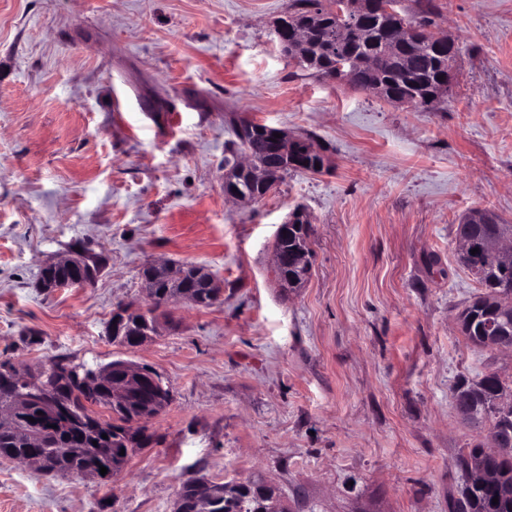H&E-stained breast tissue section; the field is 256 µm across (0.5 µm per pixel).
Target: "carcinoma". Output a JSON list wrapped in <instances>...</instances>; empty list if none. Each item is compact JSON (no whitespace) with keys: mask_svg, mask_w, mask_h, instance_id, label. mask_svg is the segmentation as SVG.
<instances>
[{"mask_svg":"<svg viewBox=\"0 0 512 512\" xmlns=\"http://www.w3.org/2000/svg\"><path fill=\"white\" fill-rule=\"evenodd\" d=\"M338 0H291L288 15L277 21L275 33L282 52L295 59L310 74L334 80L353 89L369 90L394 104L411 100L414 107L427 109L441 100L453 85L454 70L448 68V53L440 52L424 37L433 14V0H418L419 13L407 21L395 8L397 0H365L362 10L348 14L336 11ZM412 32L400 34L403 24ZM443 80H438V77ZM227 124L232 133L224 154V166L232 167L238 156L248 152L252 163L268 171L270 181L240 183L243 195L262 199L290 171L318 172L325 168L326 158L313 144L298 138L296 149L286 156L267 133L273 128L248 119L231 116ZM320 168H315V165ZM483 223H468L463 215L456 227V239L466 241L460 247L458 260L478 282L481 292L458 314L462 336L483 350L512 349V263L507 264L491 253L487 242L496 237L512 236V224L504 222L489 209L481 210ZM286 233L277 237L275 246L283 256L275 275L292 287L308 280L311 264H301L299 253L309 249L312 224L302 212L290 215ZM479 249L476 254L471 250ZM181 278L171 282L155 265L145 266L141 278L153 296L146 309L128 307L116 312L112 319V342L134 347L155 333V312L166 304L173 288L182 289L198 308H210L218 301L221 289L212 287L210 273L194 263L180 265ZM62 360L52 361L36 370L24 365L21 375L0 383V401L26 377H43L56 385L66 403V411L79 420L77 426L59 428L42 443L35 444L31 435L42 426L37 404L32 403L16 414L13 426L0 429V458L15 459L34 454L40 468L48 473L93 475L100 467L113 466L120 473L130 459L146 447L151 436L136 423L134 413L114 408L107 400L106 388L87 386L70 372ZM512 385L495 373L479 379L464 380L456 389L455 408L463 420L487 428L491 435L512 439ZM34 421H29V418ZM111 428L112 443L103 441L105 428ZM462 472L469 467L485 466L493 473L489 481L480 478L463 484L460 497L451 512H512V447L497 457H489L482 443L470 444L460 451ZM195 483L187 482L178 493L181 512H194ZM276 490L261 481L242 485L239 495L217 497L213 512H264L267 499ZM498 504H492V499Z\"/></svg>","mask_w":512,"mask_h":512,"instance_id":"cac0c4a2","label":"carcinoma"}]
</instances>
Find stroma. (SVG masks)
<instances>
[{
  "label": "stroma",
  "instance_id": "stroma-1",
  "mask_svg": "<svg viewBox=\"0 0 512 512\" xmlns=\"http://www.w3.org/2000/svg\"><path fill=\"white\" fill-rule=\"evenodd\" d=\"M433 2L461 53L424 110L308 76L274 34L289 0H0V363L123 359L171 393L119 477L0 459V512H174L187 481L257 476L284 512H449L485 437L455 384L512 381V351L457 329L479 284L455 238L475 208L512 223V0ZM233 114L311 137L330 171L228 198ZM299 206L312 270L285 292L271 246ZM78 248L103 261L95 284L39 287ZM149 262L205 266L222 301L114 345Z\"/></svg>",
  "mask_w": 512,
  "mask_h": 512
}]
</instances>
